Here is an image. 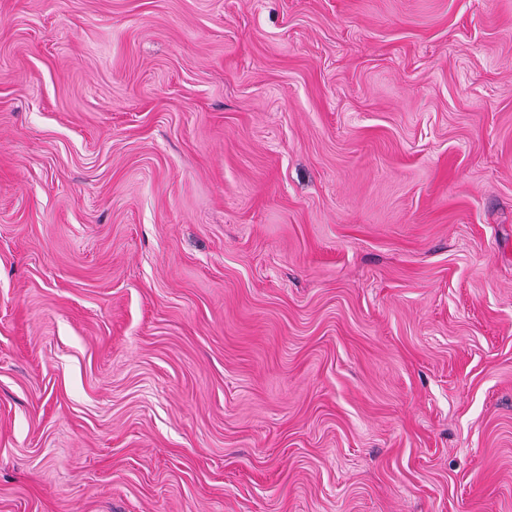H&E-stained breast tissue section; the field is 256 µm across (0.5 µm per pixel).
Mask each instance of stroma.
Masks as SVG:
<instances>
[{
	"label": "stroma",
	"mask_w": 512,
	"mask_h": 512,
	"mask_svg": "<svg viewBox=\"0 0 512 512\" xmlns=\"http://www.w3.org/2000/svg\"><path fill=\"white\" fill-rule=\"evenodd\" d=\"M0 512H512V0H0Z\"/></svg>",
	"instance_id": "stroma-1"
}]
</instances>
